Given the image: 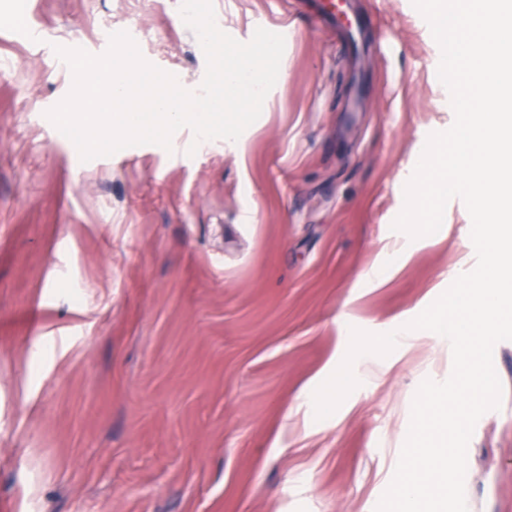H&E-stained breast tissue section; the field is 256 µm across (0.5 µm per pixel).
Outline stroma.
Instances as JSON below:
<instances>
[{"mask_svg": "<svg viewBox=\"0 0 512 512\" xmlns=\"http://www.w3.org/2000/svg\"><path fill=\"white\" fill-rule=\"evenodd\" d=\"M182 0H0V512H375L424 379L427 336L370 369L334 418L315 387L351 329L417 317L476 265L447 204L389 279L365 273L427 137L451 127L411 0H351L359 52L300 0H213L240 42L289 24L275 86L238 140L148 144L81 161L44 113L72 87L55 46L96 55L105 27L199 91ZM25 12L42 40L13 25ZM499 409L467 450L468 512H512V341Z\"/></svg>", "mask_w": 512, "mask_h": 512, "instance_id": "35a3bbf8", "label": "stroma"}]
</instances>
